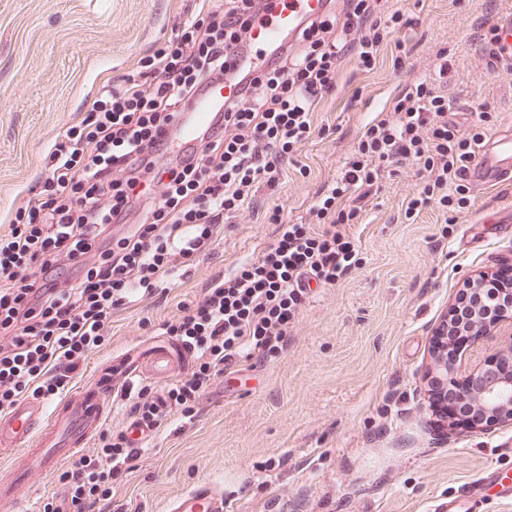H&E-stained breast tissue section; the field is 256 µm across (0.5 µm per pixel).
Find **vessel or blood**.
<instances>
[{
	"instance_id": "vessel-or-blood-1",
	"label": "vessel or blood",
	"mask_w": 512,
	"mask_h": 512,
	"mask_svg": "<svg viewBox=\"0 0 512 512\" xmlns=\"http://www.w3.org/2000/svg\"><path fill=\"white\" fill-rule=\"evenodd\" d=\"M267 11L253 22L247 55L231 57L230 63L244 67L250 76H259L269 51L288 40L306 19L321 14L326 0H266ZM235 95L234 85H225L208 99L192 101L177 121L182 140H193L205 126L212 110ZM512 171V135L497 140L494 148L477 152L469 176L479 187L497 185L504 173ZM181 353L158 345L143 357L114 361L99 371L92 382L79 387L55 408L26 399L9 412H0V454H10L12 464L0 472V506L17 508L29 500V477L38 473L50 476L83 450L98 432L112 403L135 381L148 376H173ZM498 488L501 500L512 499V488L503 486L498 470L491 469L475 481L461 486L455 497L440 503L441 512H484L488 491ZM224 494L213 483L202 481L176 495L167 512H226Z\"/></svg>"
}]
</instances>
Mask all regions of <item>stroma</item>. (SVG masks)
Listing matches in <instances>:
<instances>
[{"mask_svg":"<svg viewBox=\"0 0 512 512\" xmlns=\"http://www.w3.org/2000/svg\"><path fill=\"white\" fill-rule=\"evenodd\" d=\"M398 9L418 28L395 32L373 71L343 62L287 177L261 189L258 207L225 225L212 253L163 298L113 311L103 345L72 385L112 356L151 346L180 304L260 254L275 237L268 209L300 221L409 75L435 77L438 48L451 51L449 95L487 109L456 122L479 125L487 144L512 127V69L484 72L472 46L486 18L512 14V0H382L383 14ZM194 10L193 0H0V235L39 193L56 137ZM398 41L412 49L400 69ZM416 182L407 164L384 176L348 227L359 266L315 289L285 353L216 378L192 415L147 437L112 488L111 512H165L203 480L223 490L232 512H433L484 470L512 478V424L448 425L420 389L432 330L464 281L512 264V230L498 234L484 221L512 210V176L471 188L464 208L409 215Z\"/></svg>","mask_w":512,"mask_h":512,"instance_id":"obj_1","label":"stroma"}]
</instances>
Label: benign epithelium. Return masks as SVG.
I'll return each instance as SVG.
<instances>
[{
	"label": "benign epithelium",
	"instance_id": "benign-epithelium-1",
	"mask_svg": "<svg viewBox=\"0 0 512 512\" xmlns=\"http://www.w3.org/2000/svg\"><path fill=\"white\" fill-rule=\"evenodd\" d=\"M486 278H469L459 303L468 305L470 297H478ZM457 306L448 308L430 339V358L423 374L425 395L433 399L438 390L448 391L457 385L460 355L448 354V337L468 333L473 341L500 335L511 340L509 346L478 363L467 375V383L459 394L471 417V424L492 427L512 422V303L492 317L489 310L469 305L468 321L454 318Z\"/></svg>",
	"mask_w": 512,
	"mask_h": 512
}]
</instances>
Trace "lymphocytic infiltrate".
<instances>
[{"instance_id": "lymphocytic-infiltrate-1", "label": "lymphocytic infiltrate", "mask_w": 512, "mask_h": 512, "mask_svg": "<svg viewBox=\"0 0 512 512\" xmlns=\"http://www.w3.org/2000/svg\"><path fill=\"white\" fill-rule=\"evenodd\" d=\"M263 2L197 0L174 38L108 80L83 119L55 140L39 197L0 235V411L29 390L46 400L59 395L103 344L114 309L166 293L224 224L255 208L260 186L279 183L311 138V114L335 88L341 63L353 58L374 69L392 33L415 23L398 10L382 16L380 0H327L322 14L271 50L256 82L228 58L247 53ZM435 58L438 81L409 77L392 118L366 126L305 220L285 224L272 214L275 241L233 276L213 277L165 323L196 365L164 393L141 388L129 407L137 424L159 429L173 411L193 408L218 375L287 350L307 281L332 286L356 266L346 226L359 210L346 201L370 194L386 167L415 168L409 211L465 195L481 135L449 119L456 102L440 85L447 49ZM228 79L237 96L212 112L193 142L176 144L177 115ZM135 453L121 433L79 457L63 476L66 498L46 512H106Z\"/></svg>"}]
</instances>
